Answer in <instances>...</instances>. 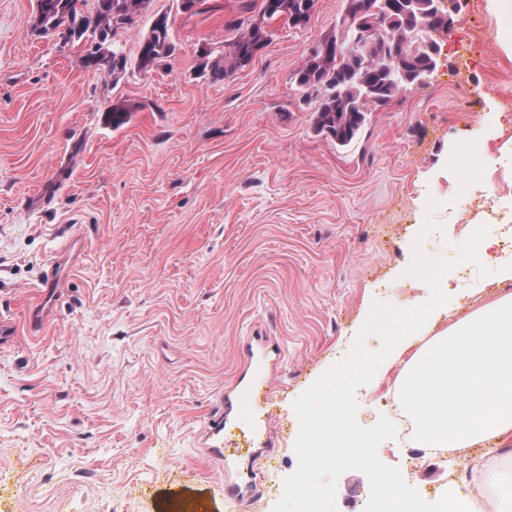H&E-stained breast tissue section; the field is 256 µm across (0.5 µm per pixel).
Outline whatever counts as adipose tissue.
Masks as SVG:
<instances>
[{"instance_id":"obj_1","label":"adipose tissue","mask_w":512,"mask_h":512,"mask_svg":"<svg viewBox=\"0 0 512 512\" xmlns=\"http://www.w3.org/2000/svg\"><path fill=\"white\" fill-rule=\"evenodd\" d=\"M469 312L440 326V312L395 343L399 405L420 448L464 450L512 440V291L485 300L471 289Z\"/></svg>"}]
</instances>
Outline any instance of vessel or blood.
<instances>
[{
  "label": "vessel or blood",
  "mask_w": 512,
  "mask_h": 512,
  "mask_svg": "<svg viewBox=\"0 0 512 512\" xmlns=\"http://www.w3.org/2000/svg\"><path fill=\"white\" fill-rule=\"evenodd\" d=\"M270 370L263 357L250 356L236 401L219 398L215 414L204 426L212 456L225 460L242 455L262 436L273 407Z\"/></svg>",
  "instance_id": "vessel-or-blood-1"
}]
</instances>
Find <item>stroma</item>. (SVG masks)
<instances>
[{"label":"stroma","instance_id":"1","mask_svg":"<svg viewBox=\"0 0 512 512\" xmlns=\"http://www.w3.org/2000/svg\"><path fill=\"white\" fill-rule=\"evenodd\" d=\"M243 2L151 0L116 43L129 65L115 82L82 66V44L31 33L36 0H0V512H273L298 466L294 401L350 352L374 302L430 296L407 273L428 199L441 203L431 257L454 258L483 210L458 155L470 142L474 163L499 156L511 11L446 0L437 68L340 146L314 131L318 102L295 74L343 0H317L301 30L271 23L251 65L211 82L201 51L233 36ZM160 12L175 51L144 72ZM114 105L131 111L116 130ZM253 336L282 349L275 453L221 467L198 433ZM399 372L357 389L361 426L387 416ZM485 452L428 458L398 437L377 450L429 503L482 489ZM232 484L240 501L220 492ZM369 488L343 472L336 512H364Z\"/></svg>","mask_w":512,"mask_h":512}]
</instances>
